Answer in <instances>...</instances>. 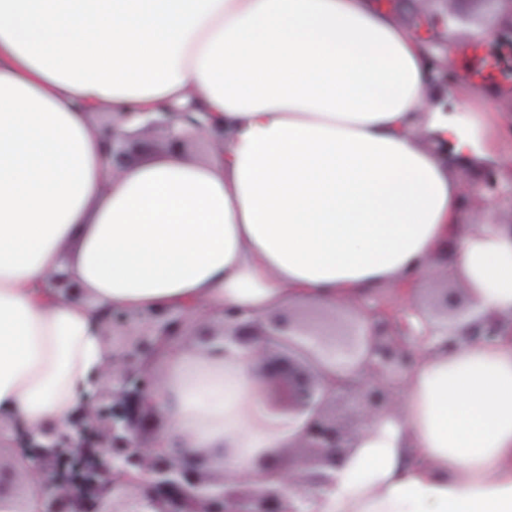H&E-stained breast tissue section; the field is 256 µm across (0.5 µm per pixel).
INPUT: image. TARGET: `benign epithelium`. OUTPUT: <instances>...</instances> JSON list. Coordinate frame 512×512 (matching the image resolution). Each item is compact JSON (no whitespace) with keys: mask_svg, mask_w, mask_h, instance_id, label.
<instances>
[{"mask_svg":"<svg viewBox=\"0 0 512 512\" xmlns=\"http://www.w3.org/2000/svg\"><path fill=\"white\" fill-rule=\"evenodd\" d=\"M506 36L512 38V28L485 35L469 59L450 62L447 39L441 43L442 58H427L428 66L445 83L465 81L475 72L512 95V75L474 66L484 57L476 49ZM103 131L104 161L115 178L150 151L144 141L149 134H160L165 146L178 150L214 138L208 113L192 104L164 106L150 115L114 112ZM49 284L81 295L63 275L52 276ZM440 306L441 314L420 309L406 283L395 300L367 294L345 317L320 326L297 308L259 319L226 309L219 334L208 326L199 331L189 308L139 314L112 309L102 322L110 359L98 387L67 423L29 431L0 417V512H29L27 501L14 491L23 481L35 490L39 512H318L312 492L330 485L358 439L336 408L359 397L362 422L386 414L414 366L415 352L405 338L421 345L440 337L454 348L457 340L448 335V323L456 321L464 324L468 339L512 337V322L479 316L462 288H445ZM200 335L214 354L246 351L258 365L257 393L266 409L301 423L299 434L288 441L291 454L283 448L256 451L255 478L230 479L211 469L215 454L229 452L225 447L198 448L184 460L157 441L161 419L149 406L160 400L159 379L145 373L144 363L161 339Z\"/></svg>","mask_w":512,"mask_h":512,"instance_id":"7a95c632","label":"benign epithelium"}]
</instances>
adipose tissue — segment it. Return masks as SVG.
Returning a JSON list of instances; mask_svg holds the SVG:
<instances>
[{
  "mask_svg": "<svg viewBox=\"0 0 512 512\" xmlns=\"http://www.w3.org/2000/svg\"><path fill=\"white\" fill-rule=\"evenodd\" d=\"M427 46L374 0H0V414L66 423L109 349L100 313L332 309L448 272L512 317V228L460 230L426 145L473 141L426 105ZM197 102L224 130L113 178L89 121ZM82 290L51 292V274ZM161 439L254 473L296 424L266 414L245 356L160 348ZM320 512H512V340L428 345L397 410L362 427Z\"/></svg>",
  "mask_w": 512,
  "mask_h": 512,
  "instance_id": "1",
  "label": "adipose tissue"
}]
</instances>
